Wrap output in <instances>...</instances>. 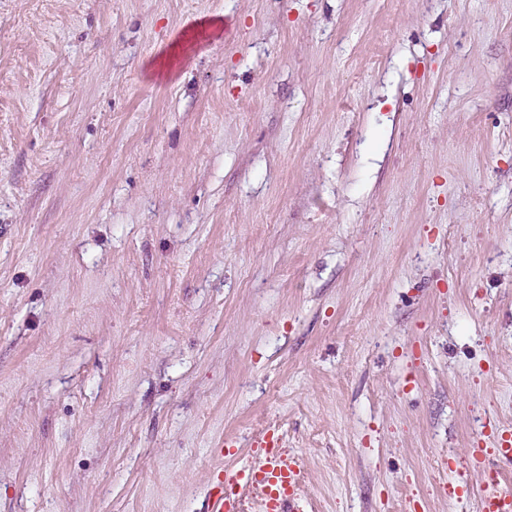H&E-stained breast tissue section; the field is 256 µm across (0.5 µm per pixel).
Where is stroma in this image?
<instances>
[{
    "label": "stroma",
    "instance_id": "1",
    "mask_svg": "<svg viewBox=\"0 0 512 512\" xmlns=\"http://www.w3.org/2000/svg\"><path fill=\"white\" fill-rule=\"evenodd\" d=\"M488 424L512 0H0V512H207L271 427L311 512H470Z\"/></svg>",
    "mask_w": 512,
    "mask_h": 512
}]
</instances>
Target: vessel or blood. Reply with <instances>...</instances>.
<instances>
[{
    "label": "vessel or blood",
    "mask_w": 512,
    "mask_h": 512,
    "mask_svg": "<svg viewBox=\"0 0 512 512\" xmlns=\"http://www.w3.org/2000/svg\"><path fill=\"white\" fill-rule=\"evenodd\" d=\"M497 450L487 459L483 448L470 450L475 483L458 486V498L475 500L476 512H512V485L501 479L503 465L512 463V430L494 432ZM265 462L261 466L218 468L209 485L210 512H241V489L261 493V512H303L300 506L301 471L299 464L276 437L262 445Z\"/></svg>",
    "instance_id": "obj_1"
}]
</instances>
